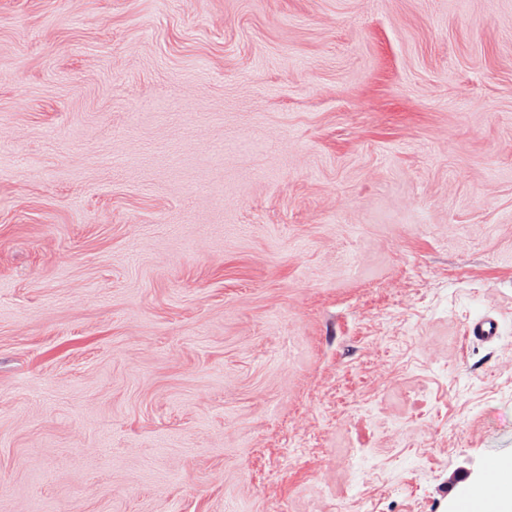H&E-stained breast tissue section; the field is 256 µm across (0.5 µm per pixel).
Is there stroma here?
<instances>
[{"instance_id": "obj_1", "label": "stroma", "mask_w": 512, "mask_h": 512, "mask_svg": "<svg viewBox=\"0 0 512 512\" xmlns=\"http://www.w3.org/2000/svg\"><path fill=\"white\" fill-rule=\"evenodd\" d=\"M492 456L512 0H0V512H452ZM502 321L496 309L488 308L479 317L466 322L464 339L493 350L502 338Z\"/></svg>"}]
</instances>
